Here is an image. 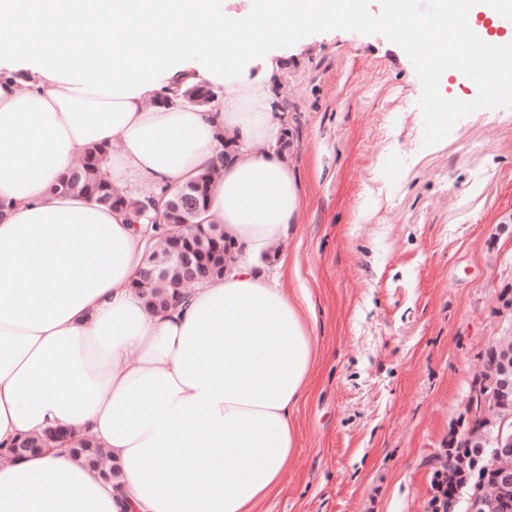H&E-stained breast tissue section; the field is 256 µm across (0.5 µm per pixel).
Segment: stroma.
Listing matches in <instances>:
<instances>
[{
    "instance_id": "1",
    "label": "stroma",
    "mask_w": 512,
    "mask_h": 512,
    "mask_svg": "<svg viewBox=\"0 0 512 512\" xmlns=\"http://www.w3.org/2000/svg\"><path fill=\"white\" fill-rule=\"evenodd\" d=\"M280 54L272 93L303 195L285 286L307 292L320 360L299 453L260 512H427L428 462L512 324V107L428 147L419 77L383 35Z\"/></svg>"
}]
</instances>
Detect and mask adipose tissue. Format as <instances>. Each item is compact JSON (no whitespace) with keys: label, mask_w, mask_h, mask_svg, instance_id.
I'll return each instance as SVG.
<instances>
[{"label":"adipose tissue","mask_w":512,"mask_h":512,"mask_svg":"<svg viewBox=\"0 0 512 512\" xmlns=\"http://www.w3.org/2000/svg\"><path fill=\"white\" fill-rule=\"evenodd\" d=\"M149 12L212 24V0H140ZM96 60L90 41L5 47L0 76V512H258L297 454L295 413L313 386L316 315L286 293L295 263L277 255L298 224L302 194L271 88L272 49H237L232 66L209 43L174 34ZM29 74L18 86L11 73ZM205 84L217 107H159L168 90ZM234 150L209 187L203 223L223 225L235 260L165 311L134 286L155 240L123 212L50 186L83 150L104 148L100 171L142 189L176 188ZM55 427L66 446L20 461L3 453ZM93 438L122 475L103 480L70 450Z\"/></svg>","instance_id":"adipose-tissue-1"}]
</instances>
